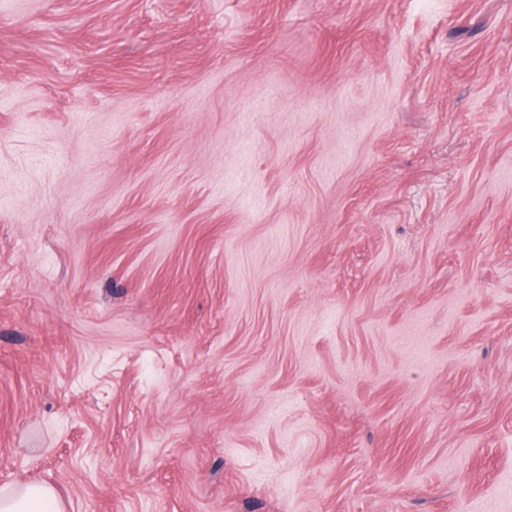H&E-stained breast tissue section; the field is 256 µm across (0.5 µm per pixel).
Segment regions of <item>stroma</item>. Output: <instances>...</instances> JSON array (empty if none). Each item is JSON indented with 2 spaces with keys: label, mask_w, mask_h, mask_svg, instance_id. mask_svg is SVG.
I'll return each mask as SVG.
<instances>
[{
  "label": "stroma",
  "mask_w": 512,
  "mask_h": 512,
  "mask_svg": "<svg viewBox=\"0 0 512 512\" xmlns=\"http://www.w3.org/2000/svg\"><path fill=\"white\" fill-rule=\"evenodd\" d=\"M66 512H512V0H0V485Z\"/></svg>",
  "instance_id": "35a3bbf8"
}]
</instances>
